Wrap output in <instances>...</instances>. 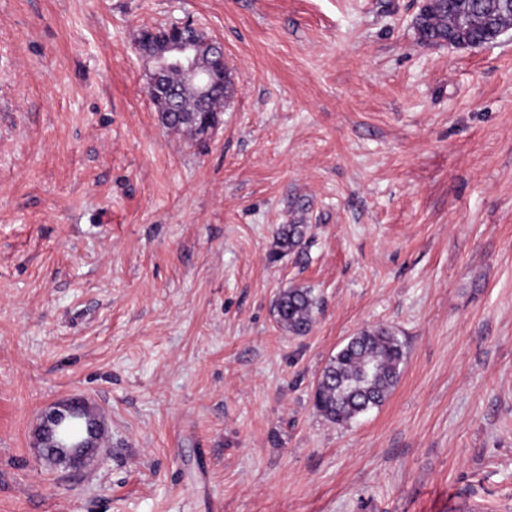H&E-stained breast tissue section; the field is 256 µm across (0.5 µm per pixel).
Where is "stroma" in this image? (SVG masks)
<instances>
[{
    "label": "stroma",
    "instance_id": "stroma-1",
    "mask_svg": "<svg viewBox=\"0 0 512 512\" xmlns=\"http://www.w3.org/2000/svg\"><path fill=\"white\" fill-rule=\"evenodd\" d=\"M420 6L0 0V512H512V30L423 44ZM187 20L234 84L203 143L134 50ZM375 325L399 381L333 424L318 377ZM71 396L112 441L77 472L34 442ZM310 229L309 224H279L274 233L275 250L271 257L279 259L301 246ZM317 305L312 289L295 286L286 288L275 301L277 322L290 335L304 336L311 330Z\"/></svg>",
    "mask_w": 512,
    "mask_h": 512
}]
</instances>
